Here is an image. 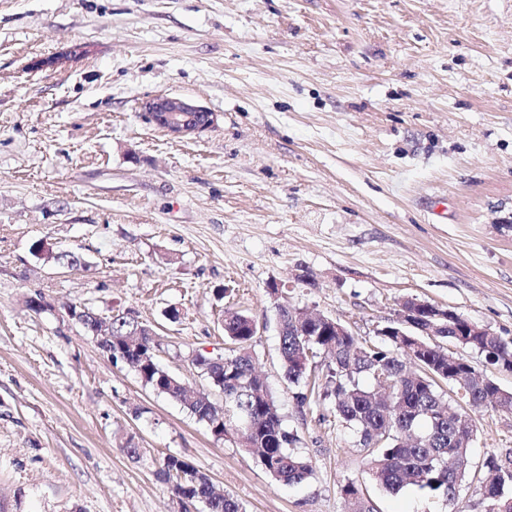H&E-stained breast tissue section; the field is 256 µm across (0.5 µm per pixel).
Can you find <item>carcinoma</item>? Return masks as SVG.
<instances>
[{"mask_svg": "<svg viewBox=\"0 0 512 512\" xmlns=\"http://www.w3.org/2000/svg\"><path fill=\"white\" fill-rule=\"evenodd\" d=\"M282 328L280 361L288 380L300 385L307 379L309 363L320 354L329 357L323 399L330 402L336 420L360 433L372 480L390 493L408 486L427 490L448 502L469 478L470 445L473 430L461 426L458 407L439 391L440 383L460 386L457 377L466 373L467 359L448 374V351L437 342L422 340L417 347L399 336L383 337L384 345L367 347L354 336H338L329 325L317 326L299 334L291 328L289 305L276 314ZM252 317L235 312L224 318V336L230 341L232 358L224 365L223 379L210 380L224 393L240 418L254 429L255 454L266 472L278 483L295 484L313 472L309 461L299 454L298 436L287 431L274 396L266 383L254 376ZM471 347L491 355L495 363L512 368V342L498 336H474ZM129 368L144 384L180 403L198 420L211 426L219 409L207 393L193 399L183 388L166 378V371L155 363L141 364L138 352H128ZM382 378L391 383L393 399L387 401L360 383ZM473 400L480 406L512 413V392L487 384L473 389ZM489 477L483 493L499 498L502 512H512V470L492 456L487 462ZM173 496L188 507L203 502L208 512H242L228 494L215 491L209 477L191 462L168 455L158 471ZM348 512H373L360 487L348 481L341 486Z\"/></svg>", "mask_w": 512, "mask_h": 512, "instance_id": "obj_1", "label": "carcinoma"}]
</instances>
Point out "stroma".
I'll list each match as a JSON object with an SVG mask.
<instances>
[{
	"instance_id": "35a3bbf8",
	"label": "stroma",
	"mask_w": 512,
	"mask_h": 512,
	"mask_svg": "<svg viewBox=\"0 0 512 512\" xmlns=\"http://www.w3.org/2000/svg\"><path fill=\"white\" fill-rule=\"evenodd\" d=\"M159 95L213 125L156 127ZM272 281L362 340L413 298L512 341V0H0V512H181L169 454L244 512H346L349 480L377 512H485L469 483L450 503L380 489L359 434L298 404ZM70 304L134 312L219 406L192 356L226 355L225 312L250 315L311 476L274 482L237 417L215 437ZM441 391L474 429L472 474L512 458V414Z\"/></svg>"
}]
</instances>
